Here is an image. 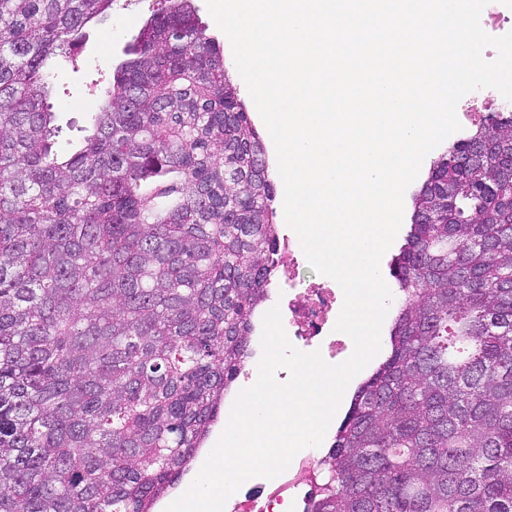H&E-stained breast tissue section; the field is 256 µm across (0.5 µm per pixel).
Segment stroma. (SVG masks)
<instances>
[{
    "label": "stroma",
    "mask_w": 512,
    "mask_h": 512,
    "mask_svg": "<svg viewBox=\"0 0 512 512\" xmlns=\"http://www.w3.org/2000/svg\"><path fill=\"white\" fill-rule=\"evenodd\" d=\"M158 6V0H128L125 7L114 10L106 22L88 23L84 35L72 48L70 57H60L48 66L53 94L50 102L62 132L55 148L71 152L93 111L99 85L112 73V64L122 58V50L138 33L143 20ZM111 40H103L104 32Z\"/></svg>",
    "instance_id": "obj_1"
}]
</instances>
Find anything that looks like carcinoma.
Returning <instances> with one entry per match:
<instances>
[{
    "label": "carcinoma",
    "mask_w": 512,
    "mask_h": 512,
    "mask_svg": "<svg viewBox=\"0 0 512 512\" xmlns=\"http://www.w3.org/2000/svg\"><path fill=\"white\" fill-rule=\"evenodd\" d=\"M114 2L0 0V512H153L274 279L264 144L195 0H162L54 150L44 61ZM389 274V352L304 512H512V112L432 161Z\"/></svg>",
    "instance_id": "obj_1"
}]
</instances>
